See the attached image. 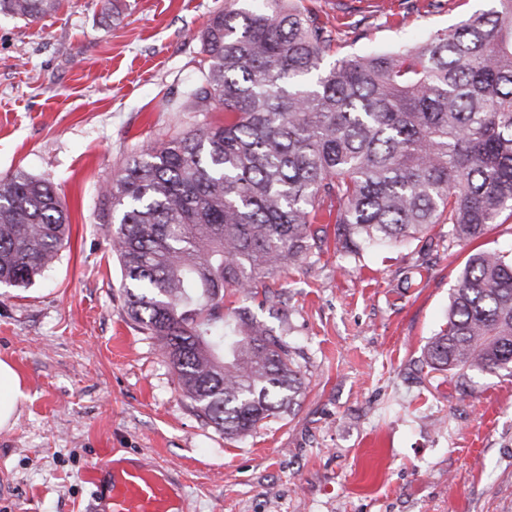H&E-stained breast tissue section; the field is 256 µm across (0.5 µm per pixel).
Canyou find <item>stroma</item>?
Here are the masks:
<instances>
[{
  "label": "stroma",
  "mask_w": 512,
  "mask_h": 512,
  "mask_svg": "<svg viewBox=\"0 0 512 512\" xmlns=\"http://www.w3.org/2000/svg\"><path fill=\"white\" fill-rule=\"evenodd\" d=\"M306 0L338 42L388 49L452 29L488 0ZM233 0H61L30 22L0 13V182L50 181L70 218L52 269L0 287V358L27 399L0 430V512H92L105 450L173 465L191 512H512V377L432 370L424 351L469 255L512 247V217L449 247L448 227L354 260L327 250L270 285L304 388L243 441L200 417L159 346L128 316L101 220L125 159L222 109L177 111L202 82L200 32Z\"/></svg>",
  "instance_id": "obj_1"
}]
</instances>
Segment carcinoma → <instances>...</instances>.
<instances>
[{"label":"carcinoma","mask_w":512,"mask_h":512,"mask_svg":"<svg viewBox=\"0 0 512 512\" xmlns=\"http://www.w3.org/2000/svg\"><path fill=\"white\" fill-rule=\"evenodd\" d=\"M213 14L203 83L179 108L224 122L131 156L103 190L102 220L130 318L183 394L229 439L288 411L302 390L290 337L224 293L320 256L319 224L356 257L448 225V248L512 215V0L388 51L340 52L317 13L288 0ZM59 0H0L38 21ZM53 184H0V285L25 288L69 243ZM424 360L512 374V251L471 254Z\"/></svg>","instance_id":"cac0c4a2"}]
</instances>
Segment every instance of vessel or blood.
<instances>
[{
    "label": "vessel or blood",
    "mask_w": 512,
    "mask_h": 512,
    "mask_svg": "<svg viewBox=\"0 0 512 512\" xmlns=\"http://www.w3.org/2000/svg\"><path fill=\"white\" fill-rule=\"evenodd\" d=\"M96 512H188L182 488L164 466L107 454L86 474Z\"/></svg>",
    "instance_id": "b4317fda"
}]
</instances>
